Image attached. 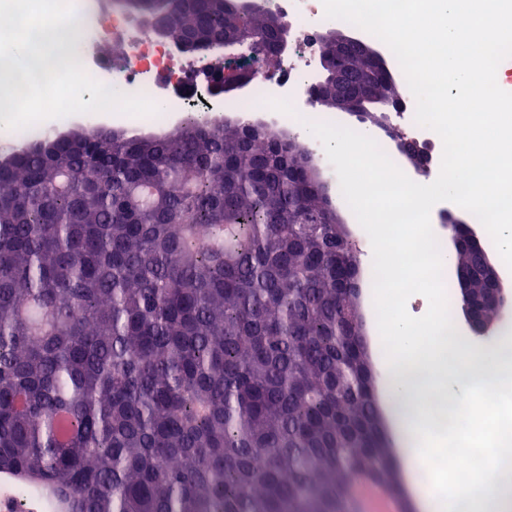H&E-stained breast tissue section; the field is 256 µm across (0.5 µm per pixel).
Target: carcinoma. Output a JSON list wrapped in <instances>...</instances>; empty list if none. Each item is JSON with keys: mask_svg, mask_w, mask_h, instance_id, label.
Instances as JSON below:
<instances>
[{"mask_svg": "<svg viewBox=\"0 0 512 512\" xmlns=\"http://www.w3.org/2000/svg\"><path fill=\"white\" fill-rule=\"evenodd\" d=\"M193 52L280 17L130 0ZM319 88L320 105L343 104ZM377 88L358 102L398 99ZM280 129L192 114L0 161V487L53 512H336L394 489L355 245Z\"/></svg>", "mask_w": 512, "mask_h": 512, "instance_id": "1", "label": "carcinoma"}]
</instances>
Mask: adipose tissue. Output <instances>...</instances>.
Here are the masks:
<instances>
[{"mask_svg": "<svg viewBox=\"0 0 512 512\" xmlns=\"http://www.w3.org/2000/svg\"><path fill=\"white\" fill-rule=\"evenodd\" d=\"M389 280L375 290L374 311L381 318L378 358L391 383L386 388L393 430L405 454L425 512H512V452L494 450L498 469L444 488L423 477L442 449L485 448L488 434L501 430L499 411L512 404V341L494 342L465 368L451 359L453 337L439 288L429 290L433 319L421 325L391 298ZM484 404H468L472 391Z\"/></svg>", "mask_w": 512, "mask_h": 512, "instance_id": "ef3b65f1", "label": "adipose tissue"}]
</instances>
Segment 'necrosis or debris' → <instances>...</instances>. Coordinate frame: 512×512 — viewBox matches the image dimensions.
I'll return each instance as SVG.
<instances>
[{"label":"necrosis or debris","mask_w":512,"mask_h":512,"mask_svg":"<svg viewBox=\"0 0 512 512\" xmlns=\"http://www.w3.org/2000/svg\"><path fill=\"white\" fill-rule=\"evenodd\" d=\"M268 10L288 22V53L271 68L252 70L242 93L216 99V112H264L271 98L290 100L295 115L286 116L290 134L314 162L328 165L321 142L301 133L303 118L310 112L304 101L312 88L321 53L320 36L329 26L322 0H267ZM88 25L78 32V47L73 60L81 62L97 81L127 95L156 99L163 87L189 86L202 92L222 81L224 64L215 53L202 51L193 55L176 50L168 39L156 36L146 25L135 21L124 0H113L112 19L103 21L94 5H87ZM109 43L123 49L120 60L101 56Z\"/></svg>","instance_id":"necrosis-or-debris-1"}]
</instances>
